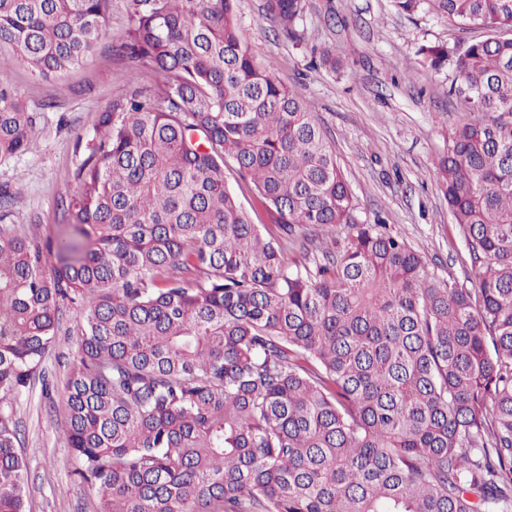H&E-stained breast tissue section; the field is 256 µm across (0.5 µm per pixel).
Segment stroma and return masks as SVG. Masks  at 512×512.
<instances>
[{
  "instance_id": "obj_1",
  "label": "stroma",
  "mask_w": 512,
  "mask_h": 512,
  "mask_svg": "<svg viewBox=\"0 0 512 512\" xmlns=\"http://www.w3.org/2000/svg\"><path fill=\"white\" fill-rule=\"evenodd\" d=\"M263 4L237 0L240 37L263 69L311 102L357 198V221L370 224L382 216L392 232L429 258L438 275L466 281L472 274L466 242L433 165L464 112L448 95L452 68L431 70L418 49L477 39L484 29L464 30L430 14L410 20L392 0H306L304 41L298 45L263 19ZM129 15L130 0H111L96 55L63 80L15 67L13 85L35 116L36 133L28 152L0 161V192L10 197L6 223L41 238H65L60 200L80 189L76 171L85 153L78 141L90 139L100 113L129 90L132 71H139L140 87L157 88V75L117 52ZM326 50L333 58L329 65L322 60ZM79 313V307L67 309L46 359L45 381L35 382L18 404L29 512L95 510L90 489L64 465L61 433L62 391L77 350Z\"/></svg>"
}]
</instances>
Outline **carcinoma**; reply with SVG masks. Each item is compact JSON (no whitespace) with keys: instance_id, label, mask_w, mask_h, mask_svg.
Listing matches in <instances>:
<instances>
[{"instance_id":"cac0c4a2","label":"carcinoma","mask_w":512,"mask_h":512,"mask_svg":"<svg viewBox=\"0 0 512 512\" xmlns=\"http://www.w3.org/2000/svg\"><path fill=\"white\" fill-rule=\"evenodd\" d=\"M109 2L0 0V160L35 132L14 66L85 62ZM130 2L118 51L162 87L100 113L62 202L77 239L0 225V512H26L16 404L71 304L65 465L96 512H512V0H393L487 31L418 50L476 111L434 161L470 288L358 223L310 103L241 42L235 0ZM263 8L303 40L306 0Z\"/></svg>"}]
</instances>
